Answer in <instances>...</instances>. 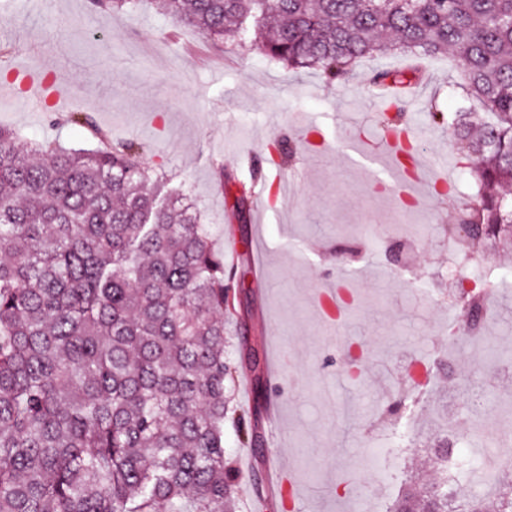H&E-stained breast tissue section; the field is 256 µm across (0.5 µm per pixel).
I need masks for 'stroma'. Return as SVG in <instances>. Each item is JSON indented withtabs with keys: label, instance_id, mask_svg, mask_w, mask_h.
Segmentation results:
<instances>
[{
	"label": "stroma",
	"instance_id": "1",
	"mask_svg": "<svg viewBox=\"0 0 512 512\" xmlns=\"http://www.w3.org/2000/svg\"><path fill=\"white\" fill-rule=\"evenodd\" d=\"M258 44L254 30L234 42L204 40L154 0L114 12L93 0H0V126L66 146H96V128L110 142L140 144L142 167L169 176L224 253L235 295L224 316L228 356L238 361L249 336L268 394L279 399L280 431L266 458L294 470L306 512H352L360 494L383 512L411 472L435 475L431 440L445 432L438 418L464 412L463 380L478 378L489 405L512 395V366H490L484 341L448 353V330L462 323L448 304L447 227L478 183L427 106H476L445 57L424 60L413 78L421 101L388 104L371 79L407 69L405 55L361 59L328 83L272 61ZM29 75L63 85L68 100L34 102L23 89ZM387 106L429 132L418 143L426 178L406 214L384 154ZM76 111L93 127L61 122ZM274 139L284 146L277 168L267 163ZM260 186L265 203L235 211L241 193ZM478 259L500 273L481 332L512 349V249ZM343 286L357 303L337 322L318 295ZM343 336L366 343L368 358L346 360ZM371 448L387 450L391 482L373 477Z\"/></svg>",
	"mask_w": 512,
	"mask_h": 512
}]
</instances>
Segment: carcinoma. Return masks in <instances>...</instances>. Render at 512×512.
<instances>
[{"label":"carcinoma","mask_w":512,"mask_h":512,"mask_svg":"<svg viewBox=\"0 0 512 512\" xmlns=\"http://www.w3.org/2000/svg\"><path fill=\"white\" fill-rule=\"evenodd\" d=\"M180 25L239 38L333 81L387 47L453 54L486 109L448 115L475 199L452 239L512 244V0H156ZM405 73L380 70L378 89ZM72 150L0 127V512H235L224 427L262 452L253 409L230 407L224 255L193 207L150 176L132 141ZM490 284L456 290L478 329ZM512 494L456 501L448 474L410 480L389 512H501Z\"/></svg>","instance_id":"obj_1"}]
</instances>
